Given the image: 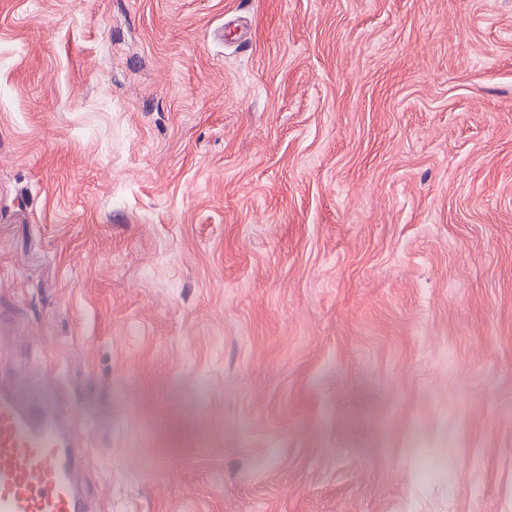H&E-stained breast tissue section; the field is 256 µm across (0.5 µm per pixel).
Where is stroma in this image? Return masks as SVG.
I'll list each match as a JSON object with an SVG mask.
<instances>
[{"label": "stroma", "mask_w": 512, "mask_h": 512, "mask_svg": "<svg viewBox=\"0 0 512 512\" xmlns=\"http://www.w3.org/2000/svg\"><path fill=\"white\" fill-rule=\"evenodd\" d=\"M0 311L90 512H512V0H0Z\"/></svg>", "instance_id": "1"}]
</instances>
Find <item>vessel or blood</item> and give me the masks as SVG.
Instances as JSON below:
<instances>
[{
  "label": "vessel or blood",
  "mask_w": 512,
  "mask_h": 512,
  "mask_svg": "<svg viewBox=\"0 0 512 512\" xmlns=\"http://www.w3.org/2000/svg\"><path fill=\"white\" fill-rule=\"evenodd\" d=\"M72 420L0 374V512H88L77 483L87 451Z\"/></svg>",
  "instance_id": "vessel-or-blood-1"
}]
</instances>
